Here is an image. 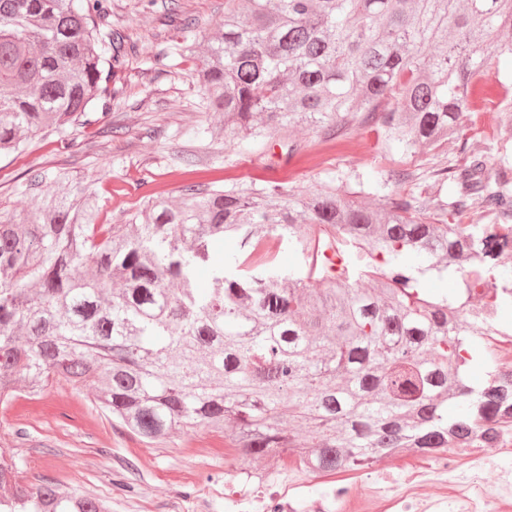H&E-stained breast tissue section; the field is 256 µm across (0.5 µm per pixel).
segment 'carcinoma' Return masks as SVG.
<instances>
[{"mask_svg":"<svg viewBox=\"0 0 512 512\" xmlns=\"http://www.w3.org/2000/svg\"><path fill=\"white\" fill-rule=\"evenodd\" d=\"M109 9L0 0V152L54 134L67 148V126L98 121L92 102L116 94L103 73L127 55L126 36L95 25ZM190 51L207 134L369 127L404 154L456 142L463 163L428 170L445 197L400 189L407 171L301 196L268 178L190 183L142 196L119 224L101 218L94 181L31 176L32 210L0 208V404L64 381L151 444L228 428L229 447L286 452L316 475L512 427V369L490 347L509 335L512 274L487 251L492 234L512 238V177L460 135L476 96L493 98L492 60L512 55V0H224ZM283 244L300 269L282 267ZM427 274L468 296L492 287L484 314L423 293ZM16 469L0 457V512H109Z\"/></svg>","mask_w":512,"mask_h":512,"instance_id":"cac0c4a2","label":"carcinoma"}]
</instances>
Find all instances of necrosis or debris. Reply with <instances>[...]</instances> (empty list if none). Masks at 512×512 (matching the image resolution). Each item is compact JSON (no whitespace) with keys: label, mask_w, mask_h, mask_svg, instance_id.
Wrapping results in <instances>:
<instances>
[{"label":"necrosis or debris","mask_w":512,"mask_h":512,"mask_svg":"<svg viewBox=\"0 0 512 512\" xmlns=\"http://www.w3.org/2000/svg\"><path fill=\"white\" fill-rule=\"evenodd\" d=\"M494 454L478 448L465 454L455 468L451 453L439 456L435 466L392 478L379 469L355 493L336 497V512H365L370 502H386L392 512H500L512 503V434L496 431Z\"/></svg>","instance_id":"1"}]
</instances>
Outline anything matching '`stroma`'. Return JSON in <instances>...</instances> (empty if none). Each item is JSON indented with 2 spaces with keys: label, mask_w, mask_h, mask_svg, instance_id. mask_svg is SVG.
<instances>
[{
  "label": "stroma",
  "mask_w": 512,
  "mask_h": 512,
  "mask_svg": "<svg viewBox=\"0 0 512 512\" xmlns=\"http://www.w3.org/2000/svg\"><path fill=\"white\" fill-rule=\"evenodd\" d=\"M173 11L189 21L187 36L194 43L223 17L224 0H111L99 25L120 31L132 45L116 80L120 95L100 122L66 129L73 148L35 140L23 153L1 155L0 207H32V197L19 186L33 168L96 178L99 190L108 194L107 216L117 223L143 195L153 191L174 197L192 182L271 174L306 193L349 171L377 176L407 169L417 174L410 189L432 195L438 187L426 170L436 163H461L455 143L404 155L386 150L366 129L347 139L316 129L292 131L301 150L289 160L199 135L212 117L190 77L194 56L175 57L173 66L161 70L153 66ZM502 110L497 102L483 105L463 129L470 151L486 155L495 168L512 166V126L503 122ZM0 455L16 461L23 483L79 489L107 501L111 512H197L201 503L207 512H271L280 487L297 488L306 500L354 490L369 475L363 469L319 476L290 460L272 467L234 452L223 432L213 429L174 434L161 447L149 444L113 426L94 390L77 391L65 383L35 399L19 393L8 407H0Z\"/></svg>",
  "instance_id": "obj_1"
}]
</instances>
